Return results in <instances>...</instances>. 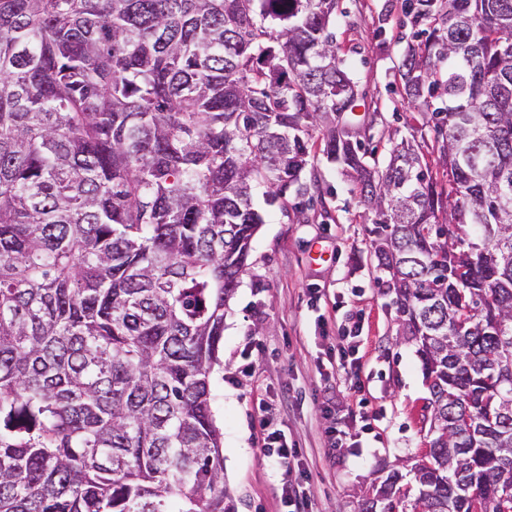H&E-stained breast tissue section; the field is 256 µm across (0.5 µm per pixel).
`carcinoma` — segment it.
Returning <instances> with one entry per match:
<instances>
[{
	"label": "carcinoma",
	"mask_w": 512,
	"mask_h": 512,
	"mask_svg": "<svg viewBox=\"0 0 512 512\" xmlns=\"http://www.w3.org/2000/svg\"><path fill=\"white\" fill-rule=\"evenodd\" d=\"M337 0H0V512H235L210 375L308 141L351 178L429 391L359 512H512V0H404L437 156L385 170Z\"/></svg>",
	"instance_id": "carcinoma-1"
}]
</instances>
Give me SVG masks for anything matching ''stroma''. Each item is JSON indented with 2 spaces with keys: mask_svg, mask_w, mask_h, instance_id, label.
Instances as JSON below:
<instances>
[{
  "mask_svg": "<svg viewBox=\"0 0 512 512\" xmlns=\"http://www.w3.org/2000/svg\"><path fill=\"white\" fill-rule=\"evenodd\" d=\"M402 4L340 0L336 17V40L356 63L366 104L351 115L350 132L381 167L393 134H411L404 121L412 107L397 76L413 34ZM311 153L307 194L270 210L254 236L211 372L224 485L237 512H285L273 491L275 456L264 446L258 401L277 407V429L299 449L315 512H358L375 478L415 463L426 449L429 393L376 267L373 216L319 147ZM341 351L349 368L336 361ZM326 402L347 426L333 449L320 412Z\"/></svg>",
  "mask_w": 512,
  "mask_h": 512,
  "instance_id": "stroma-1",
  "label": "stroma"
}]
</instances>
